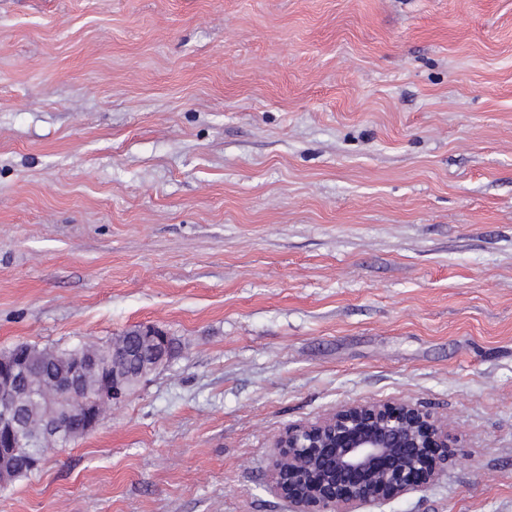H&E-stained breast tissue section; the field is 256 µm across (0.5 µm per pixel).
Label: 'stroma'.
Here are the masks:
<instances>
[{
	"mask_svg": "<svg viewBox=\"0 0 512 512\" xmlns=\"http://www.w3.org/2000/svg\"><path fill=\"white\" fill-rule=\"evenodd\" d=\"M181 351L0 512H289L276 438L411 400L370 512H512V0H0V350ZM116 338L122 339L130 346L140 348L144 351L148 350L150 343V341L147 339V336H143L138 328L128 330L121 334L120 336H117ZM122 340H115L112 342V339H110L109 341L100 343H79L70 348H40L36 344L18 343L9 347V349L7 350H4V357L8 359H20L28 358L36 354H50L52 359L49 360L44 367L46 371H57L64 365L67 356H69L73 352L85 349H87V351L91 353L117 351L113 355V358L116 361L123 360L133 356L128 352V350H122L125 345Z\"/></svg>",
	"mask_w": 512,
	"mask_h": 512,
	"instance_id": "stroma-1",
	"label": "stroma"
}]
</instances>
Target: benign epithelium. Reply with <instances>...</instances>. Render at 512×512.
Here are the masks:
<instances>
[{
	"label": "benign epithelium",
	"mask_w": 512,
	"mask_h": 512,
	"mask_svg": "<svg viewBox=\"0 0 512 512\" xmlns=\"http://www.w3.org/2000/svg\"><path fill=\"white\" fill-rule=\"evenodd\" d=\"M153 340L156 363L165 360L167 336L143 326ZM95 362L76 359L67 380L56 387L67 403L49 411L32 433L19 421L24 398L14 378L25 374L12 364L0 373V449L17 450L40 441L65 444L70 421L87 418L85 433L96 429L109 404L124 400L123 376L94 381ZM455 460L448 424L409 400L344 404L322 420L296 425L277 439L270 477L275 494L292 512H360L438 480Z\"/></svg>",
	"instance_id": "benign-epithelium-1"
}]
</instances>
